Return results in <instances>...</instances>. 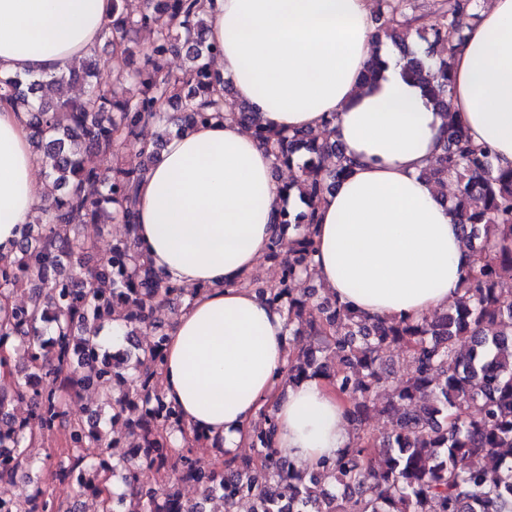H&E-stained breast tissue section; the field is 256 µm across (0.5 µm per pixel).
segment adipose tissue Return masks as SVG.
I'll return each instance as SVG.
<instances>
[{
  "label": "adipose tissue",
  "instance_id": "1",
  "mask_svg": "<svg viewBox=\"0 0 512 512\" xmlns=\"http://www.w3.org/2000/svg\"><path fill=\"white\" fill-rule=\"evenodd\" d=\"M370 0H204L213 67L261 123L292 132L332 121L351 174L328 193L314 227L316 284L368 319L412 318L461 296L469 256L458 214L425 170L447 119L373 54ZM111 0H0V76L51 75L91 53ZM454 58L455 121L512 168V0H490ZM26 112L0 102V254L44 205ZM137 238L153 270L192 290L169 323L160 384L200 446L236 456L260 409L294 467L333 459L351 441L348 403L327 381L286 384L284 310L239 287L271 245L281 206L272 154L223 117L173 132L140 184Z\"/></svg>",
  "mask_w": 512,
  "mask_h": 512
}]
</instances>
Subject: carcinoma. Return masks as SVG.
<instances>
[{"instance_id":"cac0c4a2","label":"carcinoma","mask_w":512,"mask_h":512,"mask_svg":"<svg viewBox=\"0 0 512 512\" xmlns=\"http://www.w3.org/2000/svg\"><path fill=\"white\" fill-rule=\"evenodd\" d=\"M476 4L438 0L432 23L421 27L415 0H373L375 46L394 45L406 59L405 76L446 114L452 111V47L463 41ZM200 10V0H142L136 11L127 0H112L116 19L106 35L113 50L130 58L141 31L153 39L147 64L119 70L108 89L92 80L99 63L93 56L58 75L0 78V102L28 112L45 174L59 189L41 209L40 222L22 228L14 256H0V299L26 295L23 306L7 307L0 317V344L9 337L17 342L16 357L0 359L10 374L0 386V455L6 457L0 482L31 466L27 448L69 432L73 446L44 460L53 468L52 483L100 494L105 478L87 459L118 457L109 472L129 495L104 500L112 504L106 512H199V504L183 498L185 483L197 484L202 502L220 501L224 512H235L244 498L253 512H512V347L501 346L512 338V289L503 287L512 281V169L495 168L489 147L452 125L427 177L444 201L448 181L456 184L452 207L461 215L471 258L463 295L430 318L368 320L322 291L294 288L298 280L314 282L316 204L350 173L331 131L267 129L250 107L228 103L229 115L254 128L270 149L275 168L305 158L282 190L289 197L298 187L308 206L306 212H277L275 281L246 277L238 286L286 308L290 335L301 338L290 351L288 382L322 377L332 383L349 403L354 434L335 460L295 470L272 448L275 419L264 408L248 434L255 454L231 459L221 471L202 466L189 448L172 447L168 431L183 423L159 385L167 325L158 314L182 301L186 290L153 271L135 237L138 187L167 133L141 146L136 165L121 149L148 125L203 124L223 112L231 87L211 69L219 48L207 43ZM411 30L426 43L422 56L407 46ZM180 54L186 65L169 69L167 58ZM77 80L84 93L75 100L69 90ZM103 153L113 158L107 170L95 162ZM115 221L123 224L124 237L112 243L110 266L102 268L82 228ZM117 313L130 328L126 339L145 328L155 343L129 345L119 359L102 349L97 333ZM465 340L471 342L466 353ZM392 348L408 353L404 377L387 364ZM34 375L44 381L39 391L29 384ZM90 386L98 402L89 419L77 420L66 402ZM21 402L30 415L19 421L14 406ZM106 407L132 439L120 453L101 427ZM374 414L396 421L393 431L365 429ZM476 458L493 463V477L472 465ZM144 465L157 474L149 492L140 482ZM38 492L41 512H72L56 494Z\"/></svg>"}]
</instances>
